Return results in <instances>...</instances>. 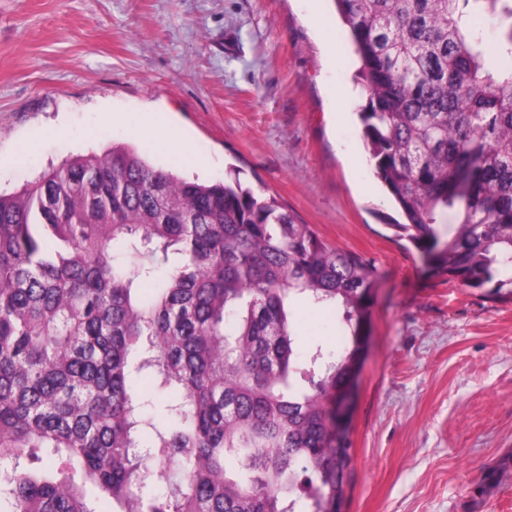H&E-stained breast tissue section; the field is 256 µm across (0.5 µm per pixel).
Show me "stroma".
Segmentation results:
<instances>
[{"mask_svg":"<svg viewBox=\"0 0 512 512\" xmlns=\"http://www.w3.org/2000/svg\"><path fill=\"white\" fill-rule=\"evenodd\" d=\"M356 69L331 0H0V191L112 142L171 167L139 134L165 113L203 161L180 175L240 179L378 271L348 512H512V296L399 236ZM296 317L300 346L335 345L323 310Z\"/></svg>","mask_w":512,"mask_h":512,"instance_id":"35a3bbf8","label":"stroma"}]
</instances>
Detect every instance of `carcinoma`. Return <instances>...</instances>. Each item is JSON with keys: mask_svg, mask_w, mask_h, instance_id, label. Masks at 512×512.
<instances>
[{"mask_svg": "<svg viewBox=\"0 0 512 512\" xmlns=\"http://www.w3.org/2000/svg\"><path fill=\"white\" fill-rule=\"evenodd\" d=\"M334 3L393 227L435 272L512 296V0ZM377 279L275 198L144 148L0 193V512H341L336 397ZM299 301L334 316L333 348L298 351Z\"/></svg>", "mask_w": 512, "mask_h": 512, "instance_id": "cac0c4a2", "label": "carcinoma"}]
</instances>
